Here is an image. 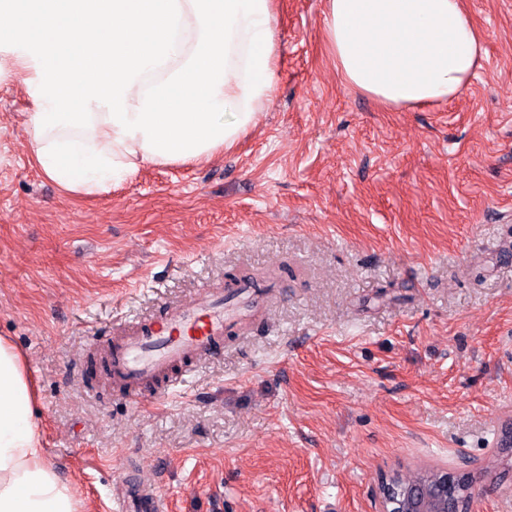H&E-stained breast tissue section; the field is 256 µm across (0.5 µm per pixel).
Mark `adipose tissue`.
<instances>
[{"mask_svg":"<svg viewBox=\"0 0 512 512\" xmlns=\"http://www.w3.org/2000/svg\"><path fill=\"white\" fill-rule=\"evenodd\" d=\"M325 27L344 83L397 107L453 98L483 52L462 0H326ZM277 60L273 0H0V80L23 75L36 163L76 194L233 147L270 103ZM0 512H81L4 337Z\"/></svg>","mask_w":512,"mask_h":512,"instance_id":"adipose-tissue-1","label":"adipose tissue"}]
</instances>
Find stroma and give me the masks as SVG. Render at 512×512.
I'll use <instances>...</instances> for the list:
<instances>
[{
	"label": "stroma",
	"instance_id": "35a3bbf8",
	"mask_svg": "<svg viewBox=\"0 0 512 512\" xmlns=\"http://www.w3.org/2000/svg\"><path fill=\"white\" fill-rule=\"evenodd\" d=\"M485 53L441 104L345 86L325 0H275L280 79L198 165L81 196L38 168L0 82V336L83 512L128 468L167 512H378L382 473L483 461L512 420V0H464ZM253 274L263 313L140 408L85 374L103 339Z\"/></svg>",
	"mask_w": 512,
	"mask_h": 512
}]
</instances>
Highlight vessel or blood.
<instances>
[{
  "mask_svg": "<svg viewBox=\"0 0 512 512\" xmlns=\"http://www.w3.org/2000/svg\"><path fill=\"white\" fill-rule=\"evenodd\" d=\"M270 291L267 284L242 281L230 303L223 294L202 291L192 303L107 340L90 371L122 392L129 403L141 406L159 400L158 379L174 376L185 381L192 361L221 356L227 320L246 312L260 313ZM110 509L163 512V502L155 485L140 473L117 486Z\"/></svg>",
  "mask_w": 512,
  "mask_h": 512,
  "instance_id": "b4317fda",
  "label": "vessel or blood"
}]
</instances>
